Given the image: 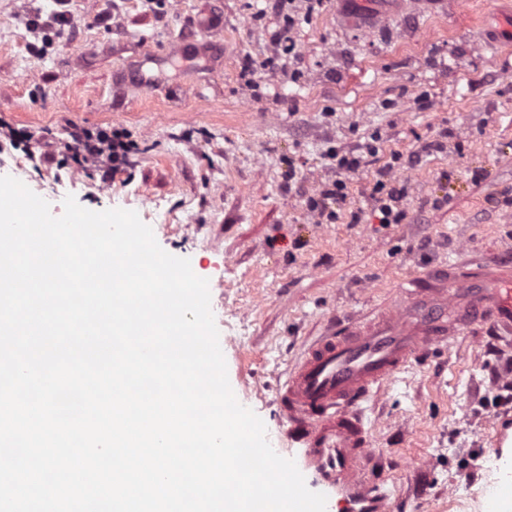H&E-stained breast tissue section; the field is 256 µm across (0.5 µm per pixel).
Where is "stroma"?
<instances>
[{
    "mask_svg": "<svg viewBox=\"0 0 512 512\" xmlns=\"http://www.w3.org/2000/svg\"><path fill=\"white\" fill-rule=\"evenodd\" d=\"M506 0H399L378 19L368 0H328L297 14L293 50L267 54L287 16L265 0H72L64 38L42 23L54 0H0V127L30 131L27 151L0 136V176L45 199L135 211L166 252L209 282L211 309L237 400L264 422L280 456L301 461L279 389L307 343L395 297L439 263L512 256V41L489 44L483 18ZM218 14L223 49L154 69L156 88L119 79L143 50L164 55ZM114 128L133 145L110 178L74 168L48 145L73 126ZM451 130L443 149L422 145ZM375 143L376 154L365 152ZM360 154L354 172L329 150ZM403 218L380 224L370 197L392 154ZM347 184L337 223L307 200ZM512 347L467 330L400 373L361 406L382 470L370 479L390 512H466L454 490L489 480L512 403L496 404Z\"/></svg>",
    "mask_w": 512,
    "mask_h": 512,
    "instance_id": "obj_1",
    "label": "stroma"
}]
</instances>
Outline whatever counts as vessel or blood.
Wrapping results in <instances>:
<instances>
[{
	"label": "vessel or blood",
	"instance_id": "1",
	"mask_svg": "<svg viewBox=\"0 0 512 512\" xmlns=\"http://www.w3.org/2000/svg\"><path fill=\"white\" fill-rule=\"evenodd\" d=\"M218 29L216 21L200 20L197 44H178L173 56L213 44ZM477 325L490 326L512 346L511 260L436 265L408 278L397 298L317 337L289 368L280 388L289 437L302 445L306 468L327 498L343 502V512H389L386 495L367 477L373 450L360 404Z\"/></svg>",
	"mask_w": 512,
	"mask_h": 512
}]
</instances>
